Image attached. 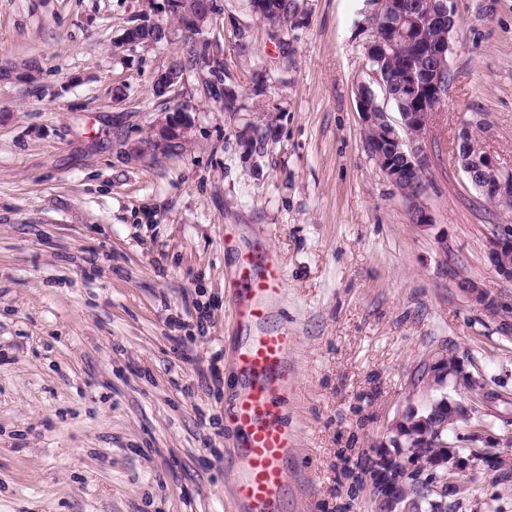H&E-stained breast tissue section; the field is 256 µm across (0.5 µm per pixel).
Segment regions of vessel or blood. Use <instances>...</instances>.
<instances>
[{
    "label": "vessel or blood",
    "mask_w": 512,
    "mask_h": 512,
    "mask_svg": "<svg viewBox=\"0 0 512 512\" xmlns=\"http://www.w3.org/2000/svg\"><path fill=\"white\" fill-rule=\"evenodd\" d=\"M284 283L281 264L263 243L241 252L233 313L250 334L233 355L241 392L224 413L238 435L232 492L244 512H283L296 457L297 437L285 420L288 354L295 339L287 325L271 322Z\"/></svg>",
    "instance_id": "b4317fda"
}]
</instances>
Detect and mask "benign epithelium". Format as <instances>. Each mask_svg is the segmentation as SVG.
Segmentation results:
<instances>
[{"mask_svg":"<svg viewBox=\"0 0 512 512\" xmlns=\"http://www.w3.org/2000/svg\"><path fill=\"white\" fill-rule=\"evenodd\" d=\"M392 16L396 23L392 24L393 36L412 27H439L453 30L456 26L454 11L448 6V0H438L437 6L425 17H409L395 8ZM370 30L369 40L365 43L366 57L370 65L371 82L359 85L356 101L366 131L372 134L367 142L371 156L387 175L389 181L405 202L410 220L420 229H427L433 224L430 209L424 202V173L427 167L425 157L420 154L419 144L426 139L429 132L431 116L440 111L448 93L449 73L448 51L449 38L437 41L433 46V62L424 70L421 77H416L410 70L400 71L399 79L392 82L375 69L377 59L389 53L393 40L384 35L379 26L369 20L362 21ZM376 85L380 88L383 101H377L363 93V89ZM411 85L417 89L414 107L410 112H399L398 123H393L386 112L385 104L391 102L392 91L397 86ZM173 112L180 115L175 121L171 115L158 120L151 128L148 142L144 146L130 149L129 156L133 161H141L151 151V145L162 146L183 140L187 137L189 123L182 116L183 109L175 108ZM456 160L461 170L481 195L490 197L500 205L504 212L512 213V170L501 166L489 153L475 148L472 142V130L463 127L456 138ZM512 250V225L506 224L501 234L489 243L488 259L496 274L504 279L512 280V264L508 253ZM457 288L471 302L489 307L496 302L489 298L483 288L474 280L457 279ZM474 456L459 457L453 465L440 460L429 472L431 488L441 494L453 491L460 484V477L475 469ZM403 474H396L389 467H376L365 473L371 489L378 494L386 512H407L401 508L397 494V486L402 476L413 472V464L408 457L398 458Z\"/></svg>","mask_w":512,"mask_h":512,"instance_id":"obj_1","label":"benign epithelium"}]
</instances>
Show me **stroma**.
I'll use <instances>...</instances> for the list:
<instances>
[{"instance_id":"1","label":"stroma","mask_w":512,"mask_h":512,"mask_svg":"<svg viewBox=\"0 0 512 512\" xmlns=\"http://www.w3.org/2000/svg\"><path fill=\"white\" fill-rule=\"evenodd\" d=\"M148 1L0 0V55L41 66L0 82V512H237L230 284L258 239L286 275L273 320L296 338L284 512H378L362 466L438 394L441 353L477 382L452 445L512 461V281L487 257L512 214L454 155L467 125L512 168V0H452L451 81L422 144L428 231L365 141L363 0H299L282 41L248 0H215L202 36L237 112L202 70L154 95L179 41L114 54ZM177 106L188 144L130 162ZM461 483L458 512H512V473Z\"/></svg>"}]
</instances>
